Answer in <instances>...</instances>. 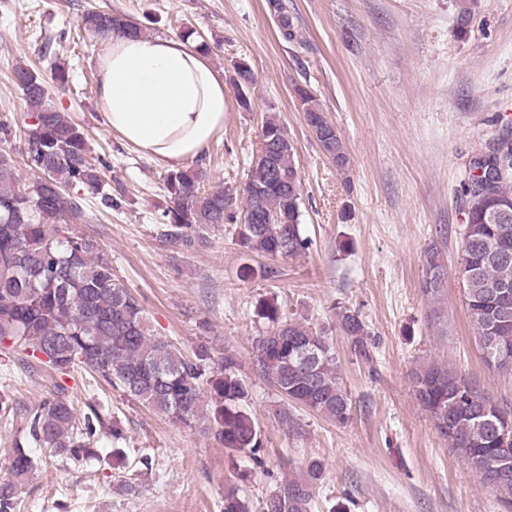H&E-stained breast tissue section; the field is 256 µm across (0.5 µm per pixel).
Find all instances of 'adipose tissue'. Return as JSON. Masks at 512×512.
<instances>
[{"mask_svg": "<svg viewBox=\"0 0 512 512\" xmlns=\"http://www.w3.org/2000/svg\"><path fill=\"white\" fill-rule=\"evenodd\" d=\"M98 74L106 127L147 157L183 165L224 127V79L191 42L113 33Z\"/></svg>", "mask_w": 512, "mask_h": 512, "instance_id": "ef3b65f1", "label": "adipose tissue"}]
</instances>
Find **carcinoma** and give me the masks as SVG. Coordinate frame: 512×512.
<instances>
[{"label":"carcinoma","instance_id":"cac0c4a2","mask_svg":"<svg viewBox=\"0 0 512 512\" xmlns=\"http://www.w3.org/2000/svg\"><path fill=\"white\" fill-rule=\"evenodd\" d=\"M457 0L456 30L468 34L472 5ZM277 28L285 42L297 40L298 29L286 4ZM82 25L109 37L114 31L144 32L122 16L88 12ZM180 38L208 56L209 39L185 28ZM239 106L250 110L246 85L249 70L235 71ZM14 83L30 108L32 123L24 131L27 167L35 179L19 185L10 159L0 156V349L24 355L65 376L87 373L97 382L188 425L210 422L214 439L225 448L257 455L261 433L245 407L249 396L241 363L233 350L218 352L207 340L193 357L168 339L149 333L146 311L130 289L116 281L112 264L91 236L73 233L84 216L82 198L63 195L65 188L99 195L103 207L116 205L104 191L101 170L89 158L84 129L71 115L52 106L48 86L69 83L65 66L52 64L50 77L18 66ZM305 121L336 170H349L350 159L341 135L324 131L331 125L317 96L295 86ZM260 150L242 191L201 188L203 173L169 172L164 179L167 206L165 239L192 246L205 224H228L233 237L250 253L271 258L295 257L309 249L301 230L302 192L295 148L279 119L269 115L261 127ZM465 224L457 277L475 330L480 358L493 372L512 373V138L502 136L469 165L462 187ZM421 291L436 299L448 278L441 253L432 244L424 250ZM257 315L271 324L256 338L253 363L287 401L339 425L352 418V402L340 377L339 359L327 329L314 330L283 316L278 304L263 300ZM336 329L353 353L369 361L373 343L360 314L346 306L336 311ZM418 405L439 433L496 496L504 512H512V413L480 393L472 383L438 364L415 367L410 373ZM78 412L73 402L48 400L32 414L30 435L50 455L82 467L99 458L95 445L100 420L97 408ZM34 459L17 445L9 455V478L0 482V512H14L16 495L32 473ZM324 464L312 459L304 474L282 483L264 502L262 512H310ZM224 512H249L230 486L224 491Z\"/></svg>","mask_w":512,"mask_h":512}]
</instances>
